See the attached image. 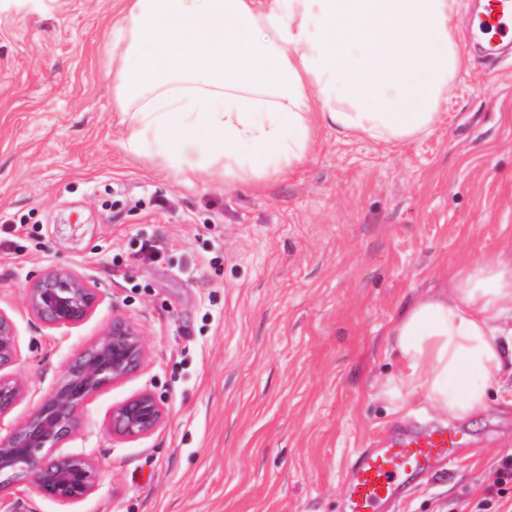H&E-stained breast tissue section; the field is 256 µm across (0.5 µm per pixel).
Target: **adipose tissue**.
Returning <instances> with one entry per match:
<instances>
[{"label":"adipose tissue","mask_w":512,"mask_h":512,"mask_svg":"<svg viewBox=\"0 0 512 512\" xmlns=\"http://www.w3.org/2000/svg\"><path fill=\"white\" fill-rule=\"evenodd\" d=\"M113 92L125 146L165 170L258 183L299 166L316 125L405 140L468 60L460 0H121ZM398 385L449 420L484 408L512 360V262L456 274L389 331Z\"/></svg>","instance_id":"ef3b65f1"}]
</instances>
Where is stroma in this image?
<instances>
[{
    "instance_id": "obj_1",
    "label": "stroma",
    "mask_w": 512,
    "mask_h": 512,
    "mask_svg": "<svg viewBox=\"0 0 512 512\" xmlns=\"http://www.w3.org/2000/svg\"><path fill=\"white\" fill-rule=\"evenodd\" d=\"M113 0H0V310L20 357L25 422L65 365L121 315L142 330L144 371L97 395L60 456L95 459L96 486L62 505L23 481L21 512H342L352 452L423 415L386 395L399 362L387 333L414 300L448 291L476 260L512 259V63L468 28L470 63L432 129L405 141L324 127L303 165L254 189L212 168L164 171L124 149L113 94L124 43ZM103 298L51 330L26 307L47 270ZM150 390L162 426L114 439L115 405ZM445 473L419 478L395 512L478 501L512 456V397L460 423Z\"/></svg>"
}]
</instances>
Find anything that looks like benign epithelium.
I'll return each mask as SVG.
<instances>
[{
	"label": "benign epithelium",
	"mask_w": 512,
	"mask_h": 512,
	"mask_svg": "<svg viewBox=\"0 0 512 512\" xmlns=\"http://www.w3.org/2000/svg\"><path fill=\"white\" fill-rule=\"evenodd\" d=\"M102 294L83 276L51 269L28 289L31 312L50 328H67L87 319ZM18 357L15 325L0 313V416L9 413L23 396L16 378L1 373ZM147 365L141 330L121 316L93 343L79 351L61 381L38 404L29 418L0 437V476L29 482L38 494L63 504L78 502L93 490L97 465L83 457H54L50 449L73 437L86 402L105 388L141 371ZM164 410L145 389L113 407L112 435L135 440L152 434L163 422Z\"/></svg>",
	"instance_id": "obj_1"
}]
</instances>
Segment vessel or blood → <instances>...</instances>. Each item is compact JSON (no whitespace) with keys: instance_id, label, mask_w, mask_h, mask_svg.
Masks as SVG:
<instances>
[{"instance_id":"b4317fda","label":"vessel or blood","mask_w":512,"mask_h":512,"mask_svg":"<svg viewBox=\"0 0 512 512\" xmlns=\"http://www.w3.org/2000/svg\"><path fill=\"white\" fill-rule=\"evenodd\" d=\"M476 18L479 34L487 38L483 47L487 56L512 50V0H486ZM463 438L454 427L408 426L358 449L347 473L348 512H384L423 472L451 457Z\"/></svg>"}]
</instances>
